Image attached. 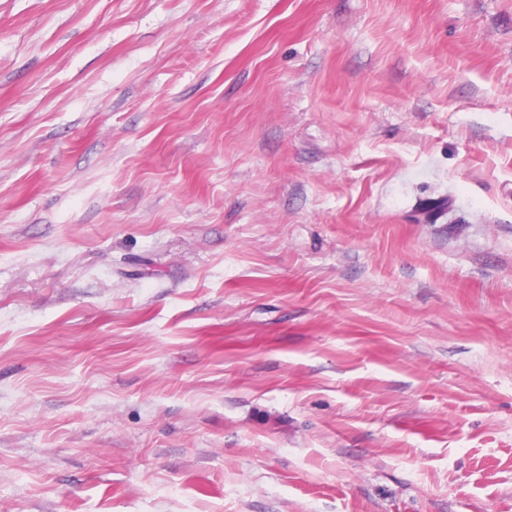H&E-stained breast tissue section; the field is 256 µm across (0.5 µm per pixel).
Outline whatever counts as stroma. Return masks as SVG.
Wrapping results in <instances>:
<instances>
[{
  "mask_svg": "<svg viewBox=\"0 0 512 512\" xmlns=\"http://www.w3.org/2000/svg\"><path fill=\"white\" fill-rule=\"evenodd\" d=\"M0 512H512V0H0Z\"/></svg>",
  "mask_w": 512,
  "mask_h": 512,
  "instance_id": "1",
  "label": "stroma"
}]
</instances>
